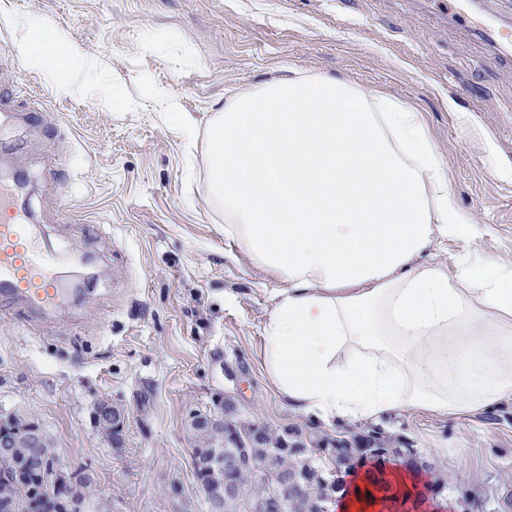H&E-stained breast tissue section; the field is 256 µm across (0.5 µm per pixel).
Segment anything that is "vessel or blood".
<instances>
[{
	"mask_svg": "<svg viewBox=\"0 0 512 512\" xmlns=\"http://www.w3.org/2000/svg\"><path fill=\"white\" fill-rule=\"evenodd\" d=\"M481 34L496 59L512 56V28L499 13L486 14ZM57 257L35 241L32 224L8 193L0 191V297L30 305L39 312L50 309L62 295L54 274Z\"/></svg>",
	"mask_w": 512,
	"mask_h": 512,
	"instance_id": "1",
	"label": "vessel or blood"
}]
</instances>
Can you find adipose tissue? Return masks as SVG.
I'll use <instances>...</instances> for the list:
<instances>
[{"label":"adipose tissue","mask_w":512,"mask_h":512,"mask_svg":"<svg viewBox=\"0 0 512 512\" xmlns=\"http://www.w3.org/2000/svg\"><path fill=\"white\" fill-rule=\"evenodd\" d=\"M18 48L48 74L78 47L41 21ZM225 240L281 285L264 370L314 422L456 417L512 401V268L464 253L427 261L475 226L420 112L343 80L292 71L239 92L207 134Z\"/></svg>","instance_id":"obj_1"}]
</instances>
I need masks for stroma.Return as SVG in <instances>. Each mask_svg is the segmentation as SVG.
Returning a JSON list of instances; mask_svg holds the SVG:
<instances>
[{
  "mask_svg": "<svg viewBox=\"0 0 512 512\" xmlns=\"http://www.w3.org/2000/svg\"><path fill=\"white\" fill-rule=\"evenodd\" d=\"M41 19L80 47L79 92L27 69L16 46ZM433 0H0V182L23 170L20 203L39 243L89 265L34 313L0 298V413L34 421L102 512H208L193 419L232 402L239 421L305 441L364 432L313 423L263 368L268 292L279 281L224 238L205 152L238 91L287 69L355 81L422 113L449 187L477 232L439 240L454 265L512 266V63ZM163 87L195 125L185 137L151 96ZM109 400L121 445L95 423ZM448 471L458 512H501L512 488V404L456 418L407 412L380 427Z\"/></svg>",
  "mask_w": 512,
  "mask_h": 512,
  "instance_id": "35a3bbf8",
  "label": "stroma"
}]
</instances>
